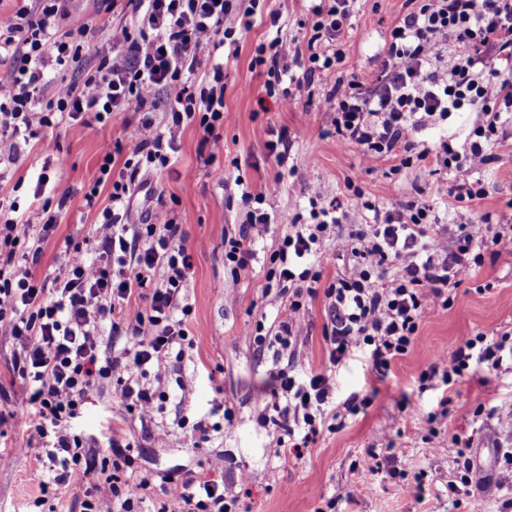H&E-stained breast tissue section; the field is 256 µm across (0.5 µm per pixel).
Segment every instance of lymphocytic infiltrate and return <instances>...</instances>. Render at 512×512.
Here are the masks:
<instances>
[{
  "mask_svg": "<svg viewBox=\"0 0 512 512\" xmlns=\"http://www.w3.org/2000/svg\"><path fill=\"white\" fill-rule=\"evenodd\" d=\"M68 0H24L0 10V171L15 167L31 142L65 120L95 134L113 113L133 110L141 119L138 142L122 168H115L120 145L103 143L99 175L85 192L94 206L101 189L109 203L94 231L97 258L82 244L68 242L62 275L53 288L40 282L33 267L38 244L60 222L68 194L52 197L46 176H39L27 206L17 186L0 183V335L21 348L16 361L27 405L30 440L41 443L49 461L36 477L41 493L86 473L87 453L74 430L90 390L115 380L126 415L110 420L107 442L112 471L106 492L87 496L79 512H135L151 482L129 478L135 442L127 417L153 419L163 396L147 381L151 367H164L192 345L186 322L178 318V296L190 269L180 223L152 224L135 216L130 201L141 175L167 168L176 151L166 129L195 125L202 131L198 152L212 162L224 152V68L204 67L206 48H221L236 29H250L261 0H124L133 24H113L108 39L117 53L85 68L81 81L65 71L81 64L88 20L69 11ZM408 11L391 29L375 78L343 74L341 38L351 26L354 0H316L310 7L306 47L283 38L258 45L253 66L264 68L268 90L291 101V86L314 77L332 80L326 103L335 112L339 149L360 148L373 165L382 158L409 164L412 157L453 172L448 196L458 203L484 199L474 180L493 162L491 144L512 139V78L498 68L512 59V0H406ZM236 16L238 28L224 20ZM199 82H192V75ZM168 102L165 124L154 118L153 91ZM479 109L481 118L462 147L442 141L437 151L417 150L415 131L447 120L451 114ZM246 221L228 239L224 261L232 273L248 267L254 237L267 232L271 215L261 196L242 192ZM310 223L281 215L292 226L273 253L269 279L288 296V315L275 340L290 349L298 339L303 296L324 295L332 313L329 369L298 377L292 367L273 372L272 410L260 422L273 433L296 438L307 447L319 433L324 406L336 389L333 366L363 353L373 371L384 373L406 354L419 326L434 308L449 307L450 289L473 267L512 242V225L484 213L478 227L463 229L456 244L434 234L433 206L408 201L375 211L369 229L337 234L336 252L352 259V272L322 285L308 258L329 227L340 224L337 210L311 202ZM36 245H28V235ZM131 337V345L104 350L103 335ZM512 358V330L498 338L476 335L437 355L425 377L463 376L471 366L501 364ZM160 512H235L237 501L223 486L193 475L167 476Z\"/></svg>",
  "mask_w": 512,
  "mask_h": 512,
  "instance_id": "f902f5d3",
  "label": "lymphocytic infiltrate"
}]
</instances>
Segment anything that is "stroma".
Returning <instances> with one entry per match:
<instances>
[{"instance_id":"1","label":"stroma","mask_w":512,"mask_h":512,"mask_svg":"<svg viewBox=\"0 0 512 512\" xmlns=\"http://www.w3.org/2000/svg\"><path fill=\"white\" fill-rule=\"evenodd\" d=\"M71 8L92 22L83 43V56L91 61L109 48L106 27L131 19L107 0H73ZM265 9L279 14V29L258 24L240 30L236 18L228 17L227 26L237 30V46L208 58L224 66L223 156L205 163L198 154L199 129L182 128L175 134V164L148 176L149 192L133 197L135 210L151 223L186 220L192 269L179 303L191 309L187 328L196 340L181 360L148 373V382L169 399L154 421L132 422L139 447L136 474L155 488L138 510L157 512L165 499L162 474L190 472L222 480L225 491L238 496L239 512H315L332 497L338 500L336 512H505L512 484L503 482L502 474L506 454L512 452V429L501 422L512 417V361L479 366L450 385L439 376L425 382L419 376L434 353L479 333L494 338L512 329V243L469 271L452 290L451 307L428 314L414 346L392 362L385 377H376L357 357L337 369L328 412L353 395L371 399L358 414L346 416L339 429H321L315 443L297 452L291 442H277L258 420L274 401L272 369L289 364L304 374L328 366L325 329L332 312L324 296L306 300L291 352L272 342L258 351L246 338V329L258 325L272 338L288 312L287 297L264 287L269 257L288 227L271 225L268 234L252 242L248 268L233 274L224 264V240L245 219L242 190L262 194L265 208L276 216L308 214L309 201L316 197L336 203L343 214L340 229L347 233L369 218L352 204L349 187L355 184L383 210L410 200L439 207L436 230L448 238L461 225L477 224L484 212H505L512 200V147L492 146L497 160L480 174L488 190L483 200L448 210L440 204L448 199L452 174L425 162L395 172L391 161L381 160L369 169L358 149L339 151L332 134L335 114L326 103L328 80L315 79L287 107L267 94L264 76L251 67L257 44L276 36L305 45L306 0H266ZM406 12L404 0H357L352 26L342 39L341 71L375 74L387 35ZM477 119V113L457 112L415 133L414 140L422 150H436L445 138L459 147ZM137 122V114L120 112L95 135L80 123H63L35 143L18 170L7 172V181H22L25 194L44 171L58 190L71 193L60 224L41 244L34 267L38 277L51 280L61 273L67 239L90 237L96 213L84 193L98 175L100 145L109 140L131 153ZM283 130L294 141L281 166L266 144ZM189 176L194 179L190 186L185 183ZM18 350L16 341L0 335V455L9 458L0 465V512H74L76 503L103 482L105 428L123 410L117 386L101 380L77 420L91 462L88 477L41 494L34 479L39 463L26 446L25 406L13 371ZM221 398L233 409L232 422L205 435L194 431L197 421L213 423L212 409ZM161 425L169 436L158 444L152 433ZM216 458L223 467L213 472L209 464ZM467 460L473 464L469 473L463 468Z\"/></svg>"}]
</instances>
